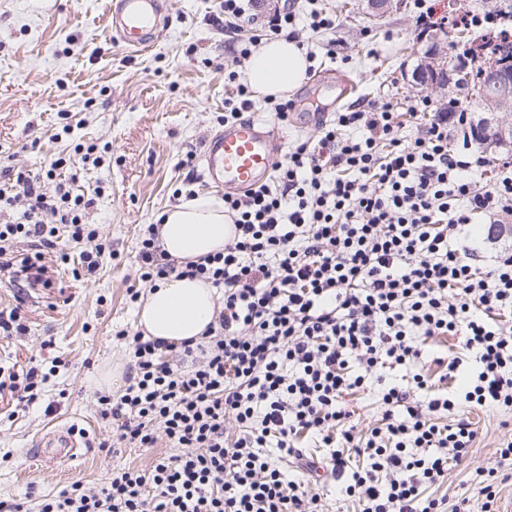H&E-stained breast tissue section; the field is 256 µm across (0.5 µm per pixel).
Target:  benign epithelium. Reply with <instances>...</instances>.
<instances>
[{
    "label": "benign epithelium",
    "instance_id": "7a95c632",
    "mask_svg": "<svg viewBox=\"0 0 512 512\" xmlns=\"http://www.w3.org/2000/svg\"><path fill=\"white\" fill-rule=\"evenodd\" d=\"M432 50L424 57L411 74V82L431 94L441 97L451 89L469 92L482 101L491 113L512 110V57L506 61L484 69L481 80L471 82L470 64L448 70V32L440 30L430 35ZM486 141L495 142L498 138L512 135V124L498 122L494 127L483 130Z\"/></svg>",
    "mask_w": 512,
    "mask_h": 512
}]
</instances>
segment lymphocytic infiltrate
<instances>
[{
  "label": "lymphocytic infiltrate",
  "mask_w": 512,
  "mask_h": 512,
  "mask_svg": "<svg viewBox=\"0 0 512 512\" xmlns=\"http://www.w3.org/2000/svg\"><path fill=\"white\" fill-rule=\"evenodd\" d=\"M467 121L463 111L430 113L410 141L392 103L335 113L317 142L296 143L276 163L272 184L225 194L236 235L200 263L166 257L157 225H147L141 281L205 279L223 289L224 309L202 343L182 344L185 371L162 361L161 343L133 335L126 387L98 403L102 418L117 421L118 441L150 448L162 434L175 454L121 469L98 490L76 481L35 508L0 512H325L321 496L283 467L304 459L302 432L329 448L320 465L361 512H443V500L422 498L420 488L447 481L449 462L468 457L477 432L463 417L433 422L454 411L453 398L415 400L429 382L418 369L423 343L458 337L477 363L465 401L512 410V252L485 271L460 255L475 215L512 213V165L477 188L472 171L490 158L468 137L448 147ZM65 165L57 158L34 178L0 170V212L25 202L0 224V281L49 287L45 256L63 234L80 244L83 274L99 268L107 246L83 221L88 200L60 181ZM24 241L34 252H18ZM406 365L416 373L383 393L381 425L363 432L346 396L377 371ZM229 416L239 428L231 441ZM347 448L368 468L351 470ZM495 455L496 468L473 476L481 512H497L512 439Z\"/></svg>",
  "instance_id": "1"
}]
</instances>
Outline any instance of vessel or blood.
I'll use <instances>...</instances> for the list:
<instances>
[{
  "instance_id": "1",
  "label": "vessel or blood",
  "mask_w": 512,
  "mask_h": 512,
  "mask_svg": "<svg viewBox=\"0 0 512 512\" xmlns=\"http://www.w3.org/2000/svg\"><path fill=\"white\" fill-rule=\"evenodd\" d=\"M108 26L132 51L151 46L167 15L162 0H106ZM267 123L251 119L211 134L202 146L203 177L210 185L241 193L262 184L274 166Z\"/></svg>"
}]
</instances>
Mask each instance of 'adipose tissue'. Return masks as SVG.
<instances>
[{"mask_svg": "<svg viewBox=\"0 0 512 512\" xmlns=\"http://www.w3.org/2000/svg\"><path fill=\"white\" fill-rule=\"evenodd\" d=\"M309 65L297 41L279 35L262 42L241 73L256 95L279 99L302 83ZM159 243L169 257L196 261L223 251L235 227L216 199H192L162 211ZM224 293L200 278L171 276L157 282L137 304V327L144 339L167 344L201 341L216 322Z\"/></svg>", "mask_w": 512, "mask_h": 512, "instance_id": "obj_1", "label": "adipose tissue"}]
</instances>
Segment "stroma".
<instances>
[{"label": "stroma", "mask_w": 512, "mask_h": 512, "mask_svg": "<svg viewBox=\"0 0 512 512\" xmlns=\"http://www.w3.org/2000/svg\"><path fill=\"white\" fill-rule=\"evenodd\" d=\"M104 0H0V153L10 166L37 170L51 159L67 164L63 178H74V193L91 198L85 214L112 254L91 276L74 277L72 261L81 247L60 236L58 253L69 262L52 270V285L18 292L0 283V309L19 308L28 321L24 336H0V366L39 365L47 373L37 399L29 404L0 396V501H35L68 489L74 481L101 489L123 467L146 468L154 456L167 453L165 438L152 448L101 449L112 437V424L99 414L98 388L90 380L114 361L125 344L118 331L136 329L137 306L130 290L146 293L140 279L139 241L144 225L155 223L165 208L194 197L223 199L209 186L201 166L181 167L187 148L224 126V101L236 88L225 75L229 45L248 39L250 25L224 30L214 22L222 0H167L168 26L143 52L126 50L109 29ZM449 0H402L399 9L371 22L360 0H322L336 14L335 35L310 26V0H276L277 9L296 14L298 39L313 60L307 79L288 94L306 100L310 109L328 103L332 91L315 75L333 69L355 80L359 101L386 99L405 112L409 137L421 135L424 115H411L416 103L429 101L437 112L448 105L412 87L409 78L427 47L418 22L422 6L436 15L448 13ZM340 42L329 58V38ZM69 113L71 134L60 127ZM249 115L275 131V156L289 146L318 140L321 123L278 120L266 100L253 99ZM104 146L100 165L76 153V144ZM469 263L483 267L503 250H512V216L491 221L480 215L471 226ZM382 380L348 396L347 403L363 428L379 426L382 387L402 385L405 367L383 369ZM477 438L468 459L449 464L448 481L425 486L423 497L455 503L470 489L476 469L496 464L495 450L512 438V412L460 404ZM56 430L75 434L77 457L51 448V460L40 461V446Z\"/></svg>", "instance_id": "obj_1"}]
</instances>
